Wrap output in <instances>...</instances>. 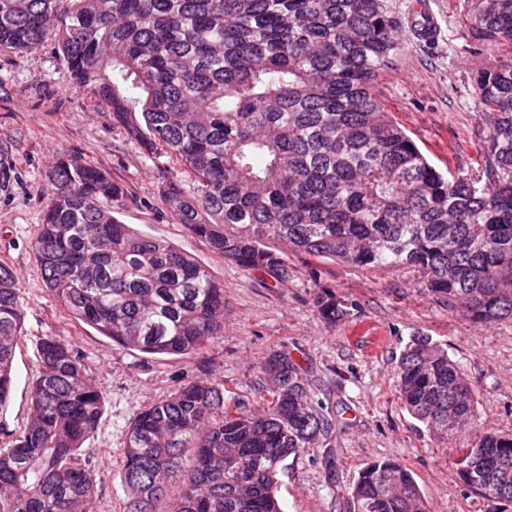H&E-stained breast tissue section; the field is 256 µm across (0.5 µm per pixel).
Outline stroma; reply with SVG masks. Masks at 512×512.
<instances>
[{
    "mask_svg": "<svg viewBox=\"0 0 512 512\" xmlns=\"http://www.w3.org/2000/svg\"><path fill=\"white\" fill-rule=\"evenodd\" d=\"M429 2L438 29L431 44L412 31L417 0H383L399 25V51L380 72L374 93L432 164L471 172L479 143L470 133L483 123L473 79L503 55L473 49L468 0ZM60 154L106 170L124 189L112 204L122 223L175 243L223 283V336L187 358L149 356L78 322L44 288L32 242L52 192L47 166ZM1 262L17 276L26 315L12 396L0 409V442L27 423L37 337L72 342L104 398L92 456L99 478L95 512H126L124 446L137 411L184 382L207 378L223 383L247 410L262 412L271 383L261 365L275 351L299 364L313 399L335 420L325 443L289 459L280 474L284 512H353L350 485L368 463L384 459L410 469L429 512H512V503L482 497L453 470L456 449L489 433H512V320L473 324L433 298L422 277L406 269H362L292 251L287 277L277 279L225 261L173 217L144 144L74 87L48 46L0 51ZM320 288L352 302L348 319L333 326L320 319L314 307ZM417 333L447 347L475 399L473 418L441 439L411 417L396 390L400 354ZM329 451L336 458L332 482L324 467Z\"/></svg>",
    "mask_w": 512,
    "mask_h": 512,
    "instance_id": "obj_1",
    "label": "stroma"
}]
</instances>
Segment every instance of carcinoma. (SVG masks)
<instances>
[{"label":"carcinoma","mask_w":512,"mask_h":512,"mask_svg":"<svg viewBox=\"0 0 512 512\" xmlns=\"http://www.w3.org/2000/svg\"><path fill=\"white\" fill-rule=\"evenodd\" d=\"M481 47L512 48V0H471ZM398 22L382 0H0V50L48 43L75 86L89 91L160 159L195 184L164 177L170 213L211 251L246 270L288 276V253L360 268L418 272L427 291L474 324L512 319V62L477 74L487 130L480 171L429 163L373 93L395 60ZM52 194L32 243L43 286L78 321L148 355L190 356L224 334V285L169 241L121 223L123 188L76 157L49 165ZM314 307L329 325L348 302L326 289ZM25 307L0 263V409L9 402ZM30 417L0 446V512H95L89 442L103 410L67 340L36 342ZM267 410L225 399L224 383L178 386L128 425L127 512H284L287 460L326 438L332 419L300 367L271 353ZM400 399L435 437L475 412L448 350L425 334L400 355ZM459 448L457 477L512 502V434ZM353 512H428L401 463L364 467Z\"/></svg>","instance_id":"obj_1"}]
</instances>
